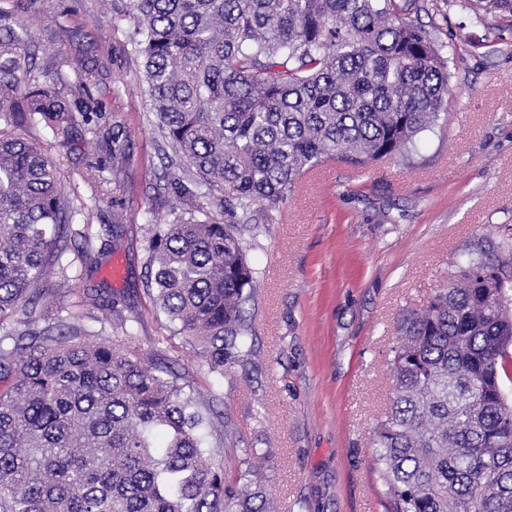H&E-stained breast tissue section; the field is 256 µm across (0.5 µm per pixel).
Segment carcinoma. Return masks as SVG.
<instances>
[{"label": "carcinoma", "instance_id": "cac0c4a2", "mask_svg": "<svg viewBox=\"0 0 512 512\" xmlns=\"http://www.w3.org/2000/svg\"><path fill=\"white\" fill-rule=\"evenodd\" d=\"M512 17V0H479ZM396 0H128L158 127L180 158L173 220L146 240L147 292L212 373L246 343L257 272L241 225L268 224L307 172L416 148L448 117L449 58ZM27 28L0 26V119L75 121L35 72ZM93 71L72 95L91 99ZM131 141L112 128V164ZM224 218H217L212 208ZM58 165L0 135V512H275L206 462L214 428L181 375L57 321L39 284L71 241ZM470 253L425 309L402 316L387 412L372 429L386 512H512V224ZM83 302L119 315L97 289ZM42 328H37V325Z\"/></svg>", "mask_w": 512, "mask_h": 512}]
</instances>
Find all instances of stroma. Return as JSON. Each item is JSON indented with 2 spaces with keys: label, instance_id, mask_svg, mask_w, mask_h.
Returning a JSON list of instances; mask_svg holds the SVG:
<instances>
[{
  "label": "stroma",
  "instance_id": "35a3bbf8",
  "mask_svg": "<svg viewBox=\"0 0 512 512\" xmlns=\"http://www.w3.org/2000/svg\"><path fill=\"white\" fill-rule=\"evenodd\" d=\"M436 43L450 47L452 104L443 127L421 134L416 151L365 167L344 162L305 175L271 224L243 233L259 271L241 356L224 375L209 373L146 290L144 239L172 219L164 178L170 163L129 52L126 26H113L112 0H0V21L25 23L37 64L57 72L70 93L95 72L90 121L67 133L23 129L59 165L72 231L91 237L90 263L68 251L46 288L52 311L116 352L171 366L219 417L206 445L209 463L231 465L241 449L267 451L249 478L279 512H385L372 469L371 431L389 405L390 347L403 313L423 308L447 287L469 252L512 224V20L477 19L459 0H398ZM135 142L130 161L105 169L123 190L103 195L85 176L90 151L108 156L112 127ZM125 234L112 239L113 222ZM121 294L115 319L81 304L88 287ZM137 322L135 339L121 319Z\"/></svg>",
  "mask_w": 512,
  "mask_h": 512
}]
</instances>
